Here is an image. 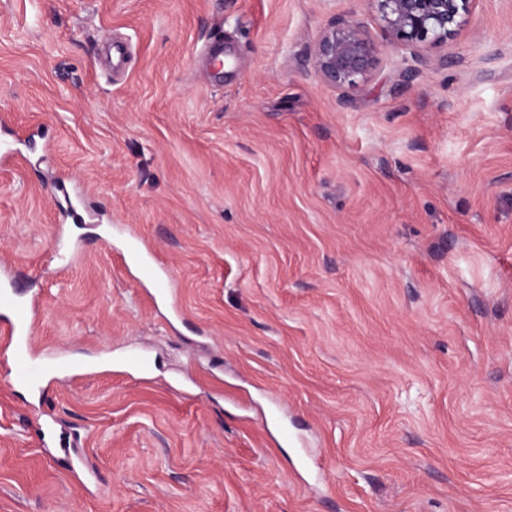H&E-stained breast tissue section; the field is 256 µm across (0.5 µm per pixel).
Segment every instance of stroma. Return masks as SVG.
Instances as JSON below:
<instances>
[{
    "label": "stroma",
    "mask_w": 512,
    "mask_h": 512,
    "mask_svg": "<svg viewBox=\"0 0 512 512\" xmlns=\"http://www.w3.org/2000/svg\"><path fill=\"white\" fill-rule=\"evenodd\" d=\"M336 16L382 48L342 90ZM419 53L401 86L373 0H0V263L47 369L40 405L0 364V512H512V0ZM381 49L361 23L333 17L313 47L314 66L321 79L336 89L354 86L372 75Z\"/></svg>",
    "instance_id": "obj_1"
}]
</instances>
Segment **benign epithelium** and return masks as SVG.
<instances>
[{
    "label": "benign epithelium",
    "mask_w": 512,
    "mask_h": 512,
    "mask_svg": "<svg viewBox=\"0 0 512 512\" xmlns=\"http://www.w3.org/2000/svg\"><path fill=\"white\" fill-rule=\"evenodd\" d=\"M384 22L388 45L412 50L425 43L443 44L465 25L476 0H373ZM381 49L361 23L333 17L313 47L314 66L328 85L343 89L372 75Z\"/></svg>",
    "instance_id": "7a95c632"
}]
</instances>
